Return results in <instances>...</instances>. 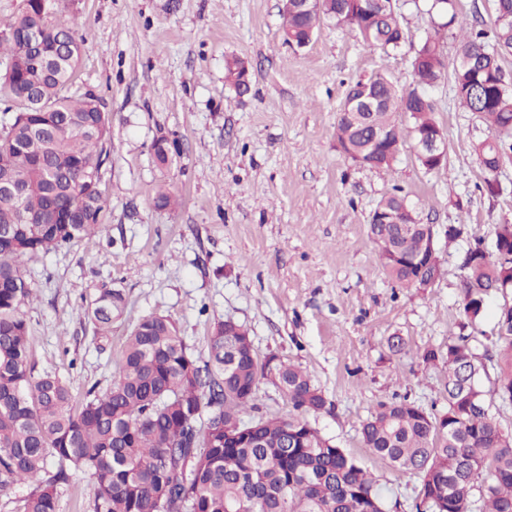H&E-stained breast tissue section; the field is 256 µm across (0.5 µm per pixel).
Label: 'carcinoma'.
<instances>
[{
	"label": "carcinoma",
	"mask_w": 512,
	"mask_h": 512,
	"mask_svg": "<svg viewBox=\"0 0 512 512\" xmlns=\"http://www.w3.org/2000/svg\"><path fill=\"white\" fill-rule=\"evenodd\" d=\"M438 0V18L421 39L413 81L403 89L384 74L351 85L344 103L366 93L370 104L340 110L337 141L354 162L390 168L405 137L437 125L426 89L442 77L440 31L458 26L461 38L453 83L459 107L476 114L490 137L474 145L488 172L499 167L503 141L512 139V76L501 60L512 55V0H496L491 32L468 28ZM42 0H27L0 24V183L22 194H0V495L19 484L32 490L21 512H57V487L84 472L92 480L97 512H387L378 481L344 449L323 438L307 416L326 409L322 390L300 367L282 360L269 367L248 344V330L233 320L214 323L207 358L193 354L169 316L152 313L128 334L104 389L91 387L81 407L57 375L35 371L30 360L26 309L35 289L26 264L100 232L108 205L99 190L111 154V115L91 90L74 85L85 37L54 19ZM282 38L307 46L321 22L356 30L363 44L385 54L405 41L395 0H318L315 14L282 13ZM56 44L46 66L31 35ZM246 61L224 60L225 81L241 95ZM412 120L402 131L396 114ZM385 135L376 151L372 134ZM409 204L398 189L375 210L396 213ZM369 232L389 276L420 288L440 273L439 256L422 234L404 224H371ZM460 302L473 327L487 298L512 277V257L490 254L475 238L460 258ZM126 298L103 288L84 314L105 334L120 320ZM448 342L446 352L426 349L427 364L443 363L446 409L435 414L404 397L382 404L363 422L365 447L399 473L420 479L416 512H512V434L489 414L486 397L512 404V306L498 310L491 338L494 378L469 345ZM288 400V417L243 414L261 380ZM54 460L56 471L48 470Z\"/></svg>",
	"instance_id": "obj_1"
}]
</instances>
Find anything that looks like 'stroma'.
Listing matches in <instances>:
<instances>
[{"mask_svg":"<svg viewBox=\"0 0 512 512\" xmlns=\"http://www.w3.org/2000/svg\"><path fill=\"white\" fill-rule=\"evenodd\" d=\"M56 3L86 37L74 80L112 116L100 184L110 216L102 232L26 265L37 289L27 309L37 371L55 372L79 404L109 384L142 316H171L200 357L214 321L234 320L259 357L308 372L327 399L312 425L378 479L396 512H414L418 477L366 448L361 425L402 396L445 409L444 369L421 354L446 350L460 333L459 263L471 237L490 241L512 224V154L497 174L501 192L482 193L473 145L488 130L455 101L451 34L443 77L429 91L446 168L425 171L409 142L391 168L360 166L341 151L336 122L352 81L383 72L398 87L411 83L432 0H397L408 38L389 54L330 20L307 47L289 46L280 0ZM230 55L249 65L241 96L224 82ZM161 136L171 150L164 165L152 148ZM161 184L174 207L156 206ZM396 187L437 232L442 275L427 288L395 283L369 235L374 206ZM452 224L464 227L453 241ZM106 286L123 289L126 311L98 336L83 310ZM393 336L404 339L402 353L389 349Z\"/></svg>","mask_w":512,"mask_h":512,"instance_id":"35a3bbf8","label":"stroma"}]
</instances>
